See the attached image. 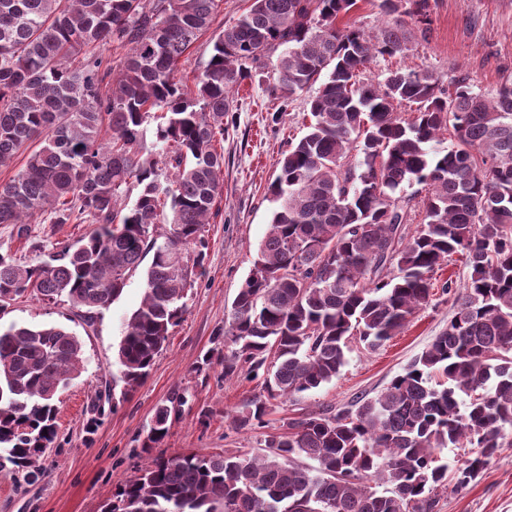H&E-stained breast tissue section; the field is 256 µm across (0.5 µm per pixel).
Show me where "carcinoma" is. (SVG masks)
Returning <instances> with one entry per match:
<instances>
[{"mask_svg": "<svg viewBox=\"0 0 512 512\" xmlns=\"http://www.w3.org/2000/svg\"><path fill=\"white\" fill-rule=\"evenodd\" d=\"M220 2L0 0V164L40 144L0 183V224L20 237L27 224L93 225L52 263L0 254V310L30 294L68 303L92 328L151 257L112 375L121 397L135 391L201 274L233 89L264 69L265 91L286 106L318 83L307 132L288 142L268 188V232L213 337L224 355L207 352L199 369L216 360L226 379L261 380L264 394L233 416L255 430L270 401L336 378L352 340L375 350L398 335L455 254L469 268L457 311L380 394L288 420L257 456L156 457L104 512H434L512 444V84L488 99L462 73L359 77L375 55L410 50L407 21L429 25V0H377L386 21L373 41L354 21L339 26L358 0H251L214 32ZM208 32L212 55L189 86L181 58ZM105 44L125 51L116 76ZM414 184L424 192L402 194ZM82 362L62 326L0 331V469L38 478L57 393ZM102 398L87 409L90 433ZM182 401L156 408L143 447L162 443ZM467 445L476 455L448 475L440 454Z\"/></svg>", "mask_w": 512, "mask_h": 512, "instance_id": "obj_1", "label": "carcinoma"}]
</instances>
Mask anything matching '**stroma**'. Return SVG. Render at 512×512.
Here are the masks:
<instances>
[{
  "mask_svg": "<svg viewBox=\"0 0 512 512\" xmlns=\"http://www.w3.org/2000/svg\"><path fill=\"white\" fill-rule=\"evenodd\" d=\"M428 32L413 29L404 57L374 56L363 76L378 81L389 68L405 66L448 79L468 74L477 92L494 95L512 80V0H430ZM235 110L224 121L222 192L218 213L206 226L202 275L189 291L186 310L157 356L146 382L116 411L106 412L94 435L84 430L86 405L112 362L125 323L143 299L144 279H128L118 300L94 327L74 320L68 304H48L27 295L0 312V330L12 325H61L83 344L84 368L59 394L58 438L40 460L38 481L28 484L0 471V512H102L116 488L136 468L158 455L216 454L240 450L261 454L265 434L289 419L323 408L340 409L362 395H377L425 350L454 314L452 297L436 292L405 330L376 350L354 346L341 373L329 384L294 400L274 401L264 428L239 430L233 416L258 394V381L224 379L220 365L198 371L212 338L231 310L256 258L271 218L267 187L292 138L304 132L309 92L280 105L261 80H247L233 93ZM86 224H32L27 237L14 225L0 224V253L21 265L50 261L60 246L89 232ZM185 403L173 415L159 447L142 443L155 409L172 393ZM209 410L200 422L201 410ZM436 512H512V446L503 448L463 491L441 496Z\"/></svg>",
  "mask_w": 512,
  "mask_h": 512,
  "instance_id": "obj_1",
  "label": "stroma"
}]
</instances>
